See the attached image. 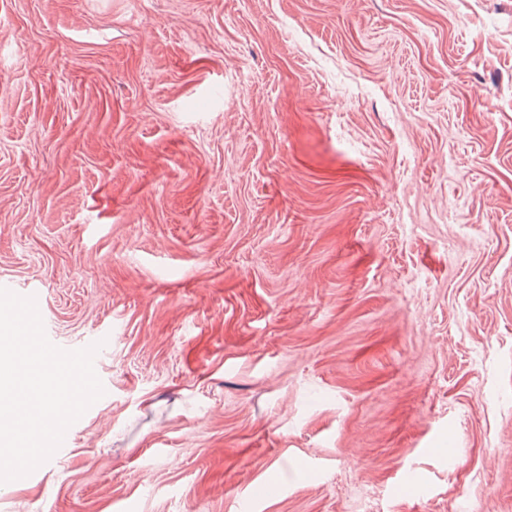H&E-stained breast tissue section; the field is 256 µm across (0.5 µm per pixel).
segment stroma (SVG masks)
Instances as JSON below:
<instances>
[{
	"label": "stroma",
	"instance_id": "1",
	"mask_svg": "<svg viewBox=\"0 0 512 512\" xmlns=\"http://www.w3.org/2000/svg\"><path fill=\"white\" fill-rule=\"evenodd\" d=\"M1 285L106 394L0 512H512V0H0Z\"/></svg>",
	"mask_w": 512,
	"mask_h": 512
}]
</instances>
